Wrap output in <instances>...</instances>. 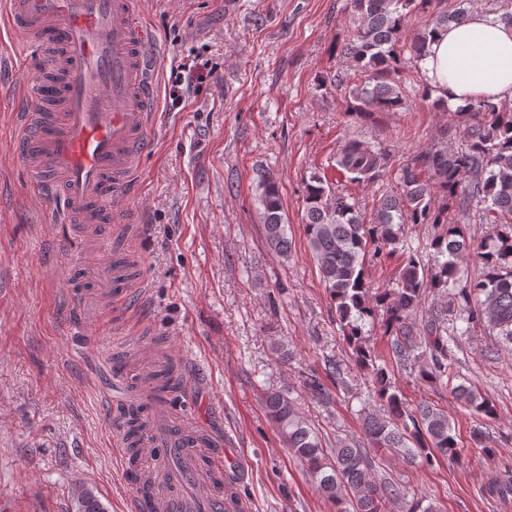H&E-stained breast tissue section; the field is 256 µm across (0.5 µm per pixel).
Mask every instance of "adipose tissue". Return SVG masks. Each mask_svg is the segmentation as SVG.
Returning a JSON list of instances; mask_svg holds the SVG:
<instances>
[{"mask_svg": "<svg viewBox=\"0 0 512 512\" xmlns=\"http://www.w3.org/2000/svg\"><path fill=\"white\" fill-rule=\"evenodd\" d=\"M420 65L428 84L451 105L476 95L512 100V26L472 15L439 30Z\"/></svg>", "mask_w": 512, "mask_h": 512, "instance_id": "ef3b65f1", "label": "adipose tissue"}]
</instances>
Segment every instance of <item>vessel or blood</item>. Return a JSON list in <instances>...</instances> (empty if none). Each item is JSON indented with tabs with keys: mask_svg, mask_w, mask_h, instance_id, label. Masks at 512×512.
Segmentation results:
<instances>
[{
	"mask_svg": "<svg viewBox=\"0 0 512 512\" xmlns=\"http://www.w3.org/2000/svg\"><path fill=\"white\" fill-rule=\"evenodd\" d=\"M9 28L52 76L35 87L50 113L29 112L17 146L36 193L57 192L68 223L97 230L126 208L157 110L155 49L138 25L140 0H0ZM131 512H247L224 492V453L171 394L151 395Z\"/></svg>",
	"mask_w": 512,
	"mask_h": 512,
	"instance_id": "vessel-or-blood-1",
	"label": "vessel or blood"
}]
</instances>
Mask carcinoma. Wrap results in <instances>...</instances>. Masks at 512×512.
I'll return each instance as SVG.
<instances>
[{
  "mask_svg": "<svg viewBox=\"0 0 512 512\" xmlns=\"http://www.w3.org/2000/svg\"><path fill=\"white\" fill-rule=\"evenodd\" d=\"M447 0H350L358 26L343 46L356 81L348 91L345 112H399L406 98L392 73L409 13L428 14L410 45L412 61L424 54L435 33L467 17V10L443 8ZM466 116L459 131L461 145L448 147V137L403 163L399 188L381 197L371 218L357 203L336 192L325 172H312L305 182L304 233L323 281L335 304L336 317L355 365L372 379L380 411L363 412L366 440L375 448H402L410 459L428 465L460 453L456 429L441 409L420 404L407 407L393 382V370L379 362L369 345L368 327L379 310L386 312V332L393 336L391 352L401 366L420 365L419 376L441 384L448 377L449 336L467 334L482 325L512 344V107L478 96L457 107ZM391 156L381 145L351 139L336 155L334 170L352 182L371 184L385 172ZM259 202L268 244L282 255L291 251L288 224L277 183L269 176L259 182ZM482 213L489 225L484 239L475 241L459 224L456 213ZM404 224H440L443 232L430 243L433 268H421L406 252L399 236ZM406 252L389 290L375 291L364 275L366 257L388 258ZM473 259L481 276L464 281L461 263ZM446 300L431 309L422 327L410 322L426 296ZM457 400L478 416L492 418L491 401L472 388H453ZM262 402L269 419L282 434L288 450L303 461L323 494L336 501L337 512H387L404 498L389 481L372 479L370 464L355 443L336 440L326 449L287 393L271 389ZM78 512H105L86 488L75 490Z\"/></svg>",
  "mask_w": 512,
  "mask_h": 512,
  "instance_id": "1",
  "label": "carcinoma"
}]
</instances>
